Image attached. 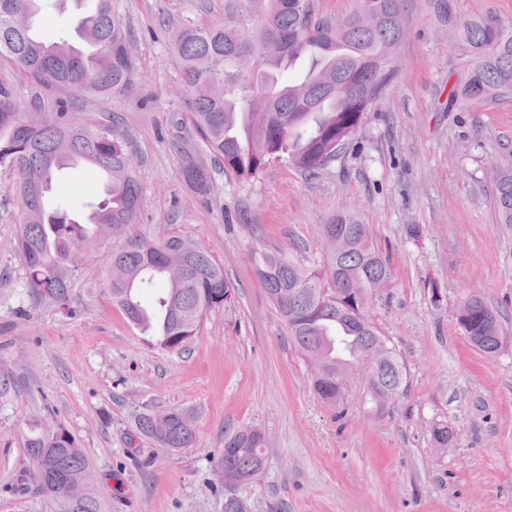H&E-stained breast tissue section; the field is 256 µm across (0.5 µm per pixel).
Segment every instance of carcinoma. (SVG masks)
Here are the masks:
<instances>
[{
  "mask_svg": "<svg viewBox=\"0 0 512 512\" xmlns=\"http://www.w3.org/2000/svg\"><path fill=\"white\" fill-rule=\"evenodd\" d=\"M40 0H0V58L41 84L88 98L126 92L135 80L129 35L112 15V0H93L73 40L91 45L86 58L74 44L47 43L35 31ZM401 0H362L361 9L329 23L314 13V0H224V21L187 22L170 40L180 64L191 122L208 152L239 178L259 175L273 160L314 174L358 131L392 78L403 37ZM448 24L466 63L454 100L488 101L512 91V24L492 14L457 15L448 0ZM247 65L259 82L244 81ZM77 157L90 159L110 177V192L91 224L49 210L57 172ZM20 174L14 192L22 212L16 250L26 270L25 288L36 302L69 309L72 278L89 251L116 243L107 266L106 291L128 320L167 352H179L197 335L204 316L230 301L233 286L224 267L189 238L153 241L126 235L141 209L142 185L126 135L111 126L90 128L58 112L21 111L13 87L0 82V167ZM182 176L196 193L210 192V174L193 149L182 150ZM493 205L498 222L512 228V170L496 174ZM323 269L310 271L293 257L263 253L256 273L296 350L307 362L320 357L328 371L312 378L317 395L338 403L336 378L373 350L376 376L367 390L372 412L391 414L404 384L396 348L376 331L369 308L390 278L368 225L347 212L323 225ZM471 346L484 354L502 347L496 313L479 296L458 310ZM133 432L169 451L193 447L195 426L183 410L145 409L134 414ZM441 448L454 433L432 426ZM32 467L22 469L13 490L49 500L53 512H106L95 487L85 482L90 464L63 425L36 427L26 437ZM266 439L249 426L224 433L213 467L224 486L223 512H253L241 490L264 470Z\"/></svg>",
  "mask_w": 512,
  "mask_h": 512,
  "instance_id": "1",
  "label": "carcinoma"
}]
</instances>
